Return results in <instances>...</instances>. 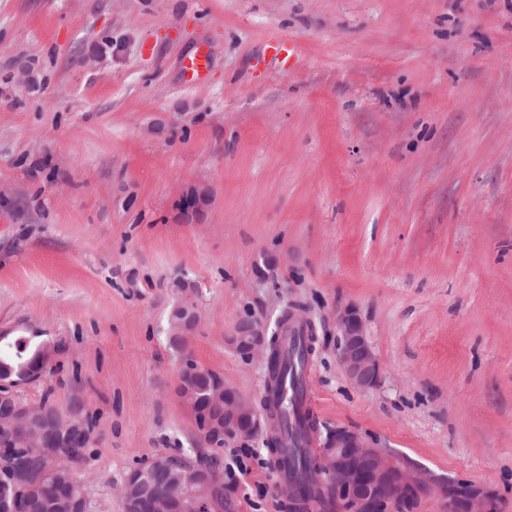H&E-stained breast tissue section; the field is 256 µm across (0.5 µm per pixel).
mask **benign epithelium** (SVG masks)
I'll return each instance as SVG.
<instances>
[{"label":"benign epithelium","mask_w":512,"mask_h":512,"mask_svg":"<svg viewBox=\"0 0 512 512\" xmlns=\"http://www.w3.org/2000/svg\"><path fill=\"white\" fill-rule=\"evenodd\" d=\"M172 336H186L199 324L200 312L193 301L184 300L174 311ZM341 335L339 361L351 382L358 388L375 386L380 363L369 343L366 327L353 308L336 314ZM229 343L240 354L251 357L270 346L268 328L257 319L238 323ZM58 346L46 344L42 356L24 368L29 380L40 377L57 354ZM23 381L0 382V447L19 448L24 461L9 464L8 482L15 489L41 494L45 478L51 477L57 496L62 484L56 464L68 460L75 464L87 447V427L81 410L74 406L64 413L46 406L22 403L16 389ZM177 395L183 407L194 417L201 436L219 443L226 434L249 435L260 427V412L237 390L224 381H214L200 397L196 384L181 375ZM323 478L331 482L341 512H393L419 504L432 489L443 497L445 512H502V500L496 491L462 481H434L429 474L404 465L383 448H377L364 436L349 430L329 435L320 449ZM140 494L125 499V512H202L208 495L221 489L223 471L214 465L183 467V463L162 456L143 473L132 477ZM161 486V495L149 493Z\"/></svg>","instance_id":"7a95c632"}]
</instances>
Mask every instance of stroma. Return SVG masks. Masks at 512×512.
Instances as JSON below:
<instances>
[{"mask_svg":"<svg viewBox=\"0 0 512 512\" xmlns=\"http://www.w3.org/2000/svg\"><path fill=\"white\" fill-rule=\"evenodd\" d=\"M273 35L292 69L258 66ZM178 279L201 311L182 349ZM348 306L369 390L338 359ZM295 310L319 437L512 512V0H0V333L58 344L17 394L92 423L90 512H124L160 455L218 459L226 512H290L266 432L209 444L174 388L188 355L262 404L266 355L227 339ZM209 58L199 50L182 60V74L185 83L198 86L207 81L209 74ZM336 324L341 335L339 361L347 376L358 388L375 386L379 379L380 363L358 312L350 307L338 311Z\"/></svg>","mask_w":512,"mask_h":512,"instance_id":"stroma-1","label":"stroma"}]
</instances>
